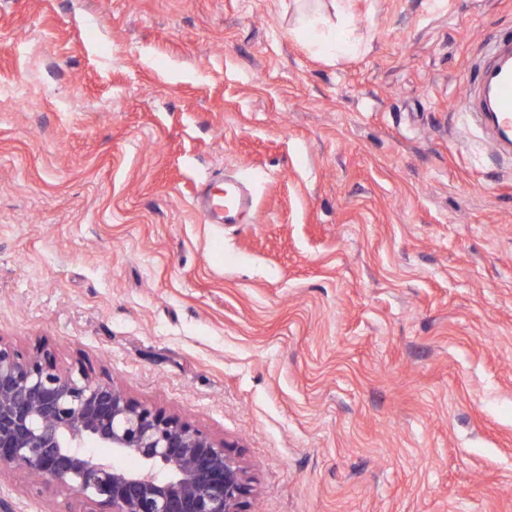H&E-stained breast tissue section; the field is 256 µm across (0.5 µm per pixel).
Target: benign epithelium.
I'll return each mask as SVG.
<instances>
[{
	"instance_id": "7a95c632",
	"label": "benign epithelium",
	"mask_w": 512,
	"mask_h": 512,
	"mask_svg": "<svg viewBox=\"0 0 512 512\" xmlns=\"http://www.w3.org/2000/svg\"><path fill=\"white\" fill-rule=\"evenodd\" d=\"M93 442L114 461L88 452ZM118 458H130L126 467ZM38 473L87 512H243L247 468L225 441L81 369L0 344V469Z\"/></svg>"
}]
</instances>
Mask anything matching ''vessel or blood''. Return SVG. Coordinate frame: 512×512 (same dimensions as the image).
<instances>
[{"instance_id":"b4317fda","label":"vessel or blood","mask_w":512,"mask_h":512,"mask_svg":"<svg viewBox=\"0 0 512 512\" xmlns=\"http://www.w3.org/2000/svg\"><path fill=\"white\" fill-rule=\"evenodd\" d=\"M512 53V40H500L493 48V59L482 70L479 82L469 88L461 109L465 112H485L486 96H493L494 113L488 125L501 143L512 145V67L503 59ZM254 208V196L244 183L228 179L224 189L214 195L203 196L198 213L208 224H237Z\"/></svg>"}]
</instances>
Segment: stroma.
<instances>
[{
  "mask_svg": "<svg viewBox=\"0 0 512 512\" xmlns=\"http://www.w3.org/2000/svg\"><path fill=\"white\" fill-rule=\"evenodd\" d=\"M0 0V343L235 446L246 512H512V0ZM251 182L208 224L203 180ZM0 472V512H85ZM299 30L309 43L328 53L335 54L336 51L346 53L354 49L348 35H345L343 31L336 33V25H333L326 34L318 31L313 25L302 26ZM512 40H500L493 48V59L483 69L480 81L475 87L469 86L461 112L481 113L484 122L496 133L499 141L512 145V68L502 63L511 53ZM490 91L494 98V119H488L485 94ZM253 209L251 189L235 179H225L217 194L203 196L198 213L208 224H241V218Z\"/></svg>",
  "mask_w": 512,
  "mask_h": 512,
  "instance_id": "obj_1",
  "label": "stroma"
}]
</instances>
